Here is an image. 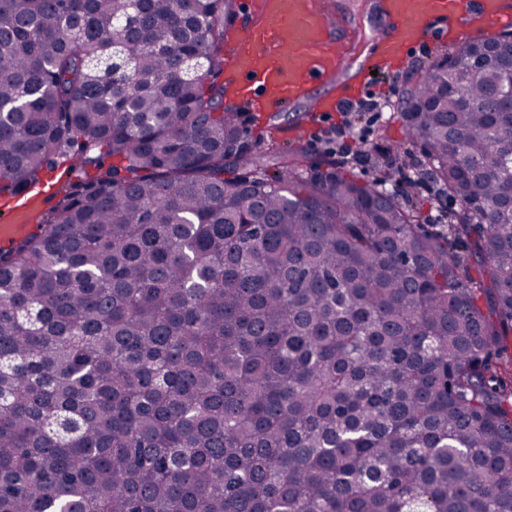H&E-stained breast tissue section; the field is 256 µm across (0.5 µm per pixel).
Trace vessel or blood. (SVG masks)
Wrapping results in <instances>:
<instances>
[{
  "mask_svg": "<svg viewBox=\"0 0 512 512\" xmlns=\"http://www.w3.org/2000/svg\"><path fill=\"white\" fill-rule=\"evenodd\" d=\"M386 25L351 78L349 26L324 0H246L247 26L227 59V91L255 112H280L311 102L326 118L362 98L370 73L403 65L410 49L442 37L448 21L477 20L490 35L512 28V0H371Z\"/></svg>",
  "mask_w": 512,
  "mask_h": 512,
  "instance_id": "1",
  "label": "vessel or blood"
}]
</instances>
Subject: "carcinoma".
<instances>
[{
  "instance_id": "carcinoma-1",
  "label": "carcinoma",
  "mask_w": 512,
  "mask_h": 512,
  "mask_svg": "<svg viewBox=\"0 0 512 512\" xmlns=\"http://www.w3.org/2000/svg\"><path fill=\"white\" fill-rule=\"evenodd\" d=\"M234 0H0V512H512V36L402 98L446 229L224 106ZM119 162L105 165V158ZM52 164L54 169L46 171L45 178H55L54 190L51 194L40 197L29 206L11 212L4 219L1 218L0 198V254L6 255L14 246V242L23 234H32L38 232L40 224H44L50 218L52 211L58 201L64 194L65 190L71 185L85 181L88 177L96 174L93 167L80 169L72 165V162L64 159H55ZM14 225H22L25 227L21 233L12 232Z\"/></svg>"
}]
</instances>
